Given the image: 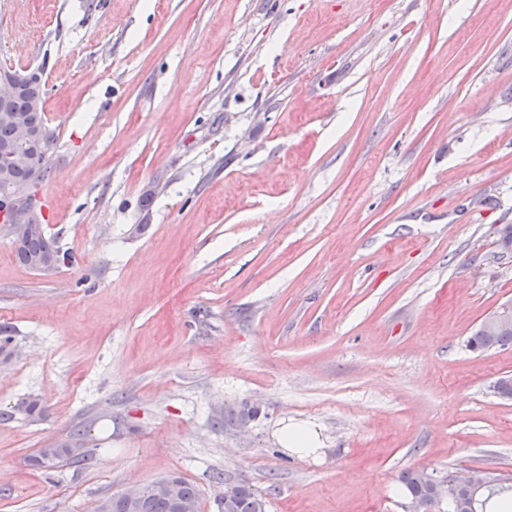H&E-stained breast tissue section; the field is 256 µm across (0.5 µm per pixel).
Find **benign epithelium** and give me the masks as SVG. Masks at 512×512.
Wrapping results in <instances>:
<instances>
[{"instance_id":"benign-epithelium-1","label":"benign epithelium","mask_w":512,"mask_h":512,"mask_svg":"<svg viewBox=\"0 0 512 512\" xmlns=\"http://www.w3.org/2000/svg\"><path fill=\"white\" fill-rule=\"evenodd\" d=\"M24 82L42 83V71L30 67L23 69L0 67V115L16 125V144L0 149V158H6L11 168L37 166L40 147L51 138L50 129L44 128L35 132L10 114L8 105ZM0 223L16 225L26 235L43 231L44 225L41 224L34 210L33 193L20 197L8 189H1ZM481 326L488 336H495L502 329L512 328V302H507L489 312L481 320ZM492 484L493 479L490 476L479 472L457 473L434 481V490L435 496L440 500L447 498L457 500L463 493L469 500V507L472 508L477 496ZM113 498L124 501L136 512H142L146 508L147 493L143 486L130 487L113 495Z\"/></svg>"}]
</instances>
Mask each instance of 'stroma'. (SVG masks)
I'll return each instance as SVG.
<instances>
[{
    "label": "stroma",
    "instance_id": "stroma-1",
    "mask_svg": "<svg viewBox=\"0 0 512 512\" xmlns=\"http://www.w3.org/2000/svg\"><path fill=\"white\" fill-rule=\"evenodd\" d=\"M41 69L36 214L0 224V512L179 475L199 512H404L401 475L512 479V9L501 0H0ZM319 448L285 447L286 429ZM83 443L90 463L30 466ZM59 254L60 250L56 247L54 240L48 237L45 232L32 237L23 236L21 244L16 246L18 261L34 270L47 258ZM480 324L487 336L478 324L468 339L470 349L487 351L492 348L512 345V329H509L512 328V302H507L489 312ZM44 415V407L41 400L35 396H27L16 402L8 413L0 412V418H21L27 422H38ZM224 500V512H265L262 509L263 497L244 484L227 489Z\"/></svg>",
    "mask_w": 512,
    "mask_h": 512
}]
</instances>
